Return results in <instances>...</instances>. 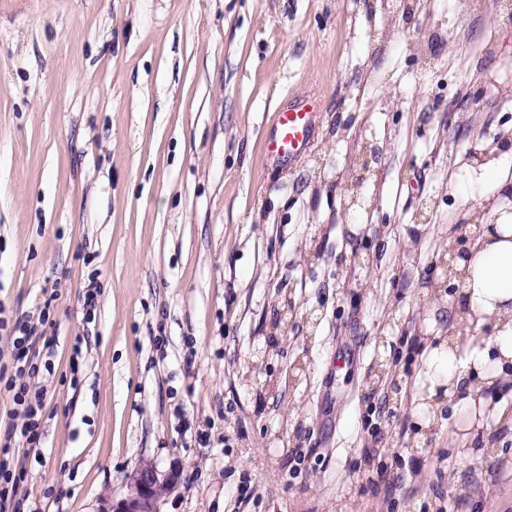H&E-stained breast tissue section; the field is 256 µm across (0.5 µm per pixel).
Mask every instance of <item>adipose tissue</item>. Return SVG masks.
Returning a JSON list of instances; mask_svg holds the SVG:
<instances>
[{
    "instance_id": "ef3b65f1",
    "label": "adipose tissue",
    "mask_w": 512,
    "mask_h": 512,
    "mask_svg": "<svg viewBox=\"0 0 512 512\" xmlns=\"http://www.w3.org/2000/svg\"><path fill=\"white\" fill-rule=\"evenodd\" d=\"M462 288L463 305L470 325L492 327L490 338L471 337L463 347L445 344L427 348L426 373L433 387H444L448 397L463 396L460 414L468 421L481 417L502 419V402L475 400L477 383L494 385L512 364V225L483 226L467 261Z\"/></svg>"
}]
</instances>
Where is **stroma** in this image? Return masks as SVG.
Instances as JSON below:
<instances>
[{"label": "stroma", "mask_w": 512, "mask_h": 512, "mask_svg": "<svg viewBox=\"0 0 512 512\" xmlns=\"http://www.w3.org/2000/svg\"><path fill=\"white\" fill-rule=\"evenodd\" d=\"M425 2L0 0V306L54 345L41 444L11 442L30 512L176 460L165 512H512V419L419 418L458 334L440 259L512 132V19ZM304 93L313 140L271 156Z\"/></svg>", "instance_id": "stroma-1"}]
</instances>
